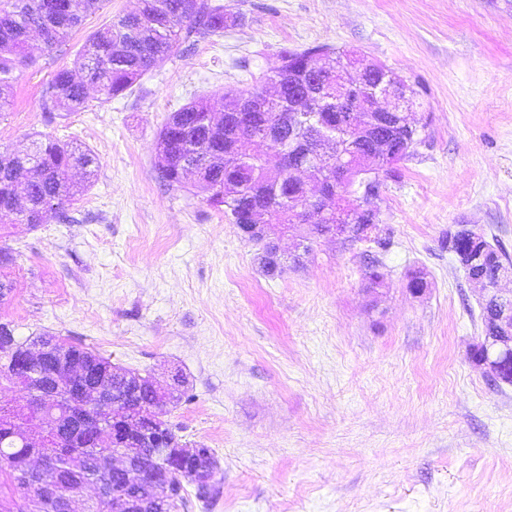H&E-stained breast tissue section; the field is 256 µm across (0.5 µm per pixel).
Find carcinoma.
<instances>
[{
  "instance_id": "cac0c4a2",
  "label": "carcinoma",
  "mask_w": 512,
  "mask_h": 512,
  "mask_svg": "<svg viewBox=\"0 0 512 512\" xmlns=\"http://www.w3.org/2000/svg\"><path fill=\"white\" fill-rule=\"evenodd\" d=\"M98 0H0V111L11 103L14 71L31 63L29 37L33 31L41 33L44 48L53 50L77 27L82 13L97 7ZM242 21L238 12L213 0H141V7L110 22L92 34L76 61L75 69L62 68L42 90L41 108L52 116L56 112H80L89 107L87 86L98 92L99 104L133 92L141 76L156 67L181 47L195 45V39L224 31L226 23ZM334 53L325 45L298 51H286L281 60L289 75L283 76L277 93L279 99L264 104L267 89L266 76L248 97L263 107L255 130L265 120L278 126L280 139L290 134L288 103L303 91L319 90L331 82L329 74L310 75L307 65L315 56ZM243 96L226 94L221 98L219 111L206 101H194L172 112L161 129L156 143L161 159L159 179L167 187L181 188L185 176H197L198 188L206 193V201L214 207H223L224 217L238 229L249 223L244 204L249 199L264 200L276 224L297 223L300 187L290 181L277 180L276 170L284 147L275 146L271 154L239 156L231 147L233 141L224 131L220 112L234 109ZM366 130L354 141L355 154L350 156V179L343 193L363 194L374 202L380 197L382 180L399 178L398 164L412 155L411 146L420 140L417 127L394 113L368 112ZM302 128L309 136L308 146L317 149L322 139L332 145H347L352 132L336 121V103L327 99L321 112H308L300 117ZM380 158L379 173L372 175L362 157ZM99 167V159L89 148L73 142L47 138L33 142L28 151L0 152V215L15 216L18 224L38 226L49 219L59 223L74 220L70 205L82 195ZM67 169H79L85 181L73 185L61 178ZM379 212L360 213L341 199L340 209L328 223L347 224L351 233L358 234V226L375 224ZM511 269L512 261L504 251L496 256H480L470 273L486 279H495L502 270ZM53 335L42 332L20 338L15 325L0 321V390L19 392L11 405L0 404V512H64L60 503L41 501L29 494L37 475L24 470L25 460L34 452L55 463L65 481L73 487L97 486L100 492L86 502L85 512H115L113 507L112 446L91 447L84 442L72 446L63 454L57 447V436L63 432L72 435L70 402L49 398L42 405V413L26 409V391L29 384L17 380L24 371L16 369L20 358L30 346L44 344ZM55 362L63 357L75 362L90 355L88 347L56 337ZM108 384L126 398L133 407L157 410L154 437L162 441L160 448H141L137 452L141 466L149 470L161 461L164 449L182 442L179 427L167 419L170 407L185 396L184 389L172 398L157 396L144 390L126 376H110ZM43 422L46 437L37 449L31 448L25 434L34 422ZM172 500L159 499L155 512H179L187 507L185 487L174 479Z\"/></svg>"
}]
</instances>
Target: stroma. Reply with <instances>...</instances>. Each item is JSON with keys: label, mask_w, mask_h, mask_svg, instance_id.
Listing matches in <instances>:
<instances>
[{"label": "stroma", "mask_w": 512, "mask_h": 512, "mask_svg": "<svg viewBox=\"0 0 512 512\" xmlns=\"http://www.w3.org/2000/svg\"><path fill=\"white\" fill-rule=\"evenodd\" d=\"M240 25L147 72L133 93L46 119L42 88L139 0H102L14 73L0 152L38 135L100 164L74 223L0 220L15 284L0 319L70 337L160 384L169 419L213 448L219 495L184 512H512V385L469 359L479 295L448 232L477 225L512 256V0H223ZM355 49L419 84L425 138L386 181L379 241L320 236L265 275L260 246L157 171L166 117L245 93L285 50ZM378 262L384 283L369 289ZM423 271L424 294L407 287Z\"/></svg>", "instance_id": "35a3bbf8"}]
</instances>
